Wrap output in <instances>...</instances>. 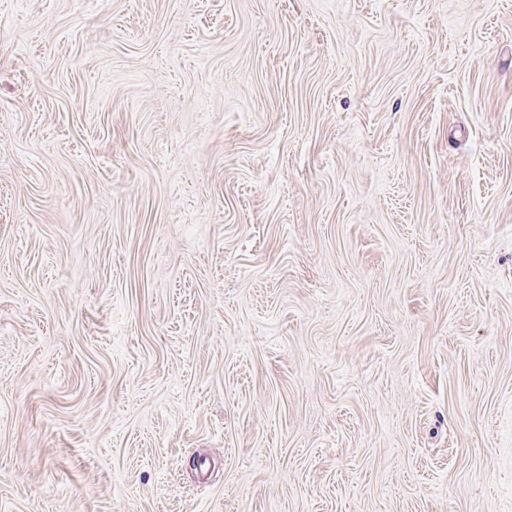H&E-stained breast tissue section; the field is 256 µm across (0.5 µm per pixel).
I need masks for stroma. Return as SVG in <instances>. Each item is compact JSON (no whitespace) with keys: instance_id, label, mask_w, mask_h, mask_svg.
<instances>
[{"instance_id":"obj_1","label":"stroma","mask_w":512,"mask_h":512,"mask_svg":"<svg viewBox=\"0 0 512 512\" xmlns=\"http://www.w3.org/2000/svg\"><path fill=\"white\" fill-rule=\"evenodd\" d=\"M0 512H512V0H0Z\"/></svg>"}]
</instances>
